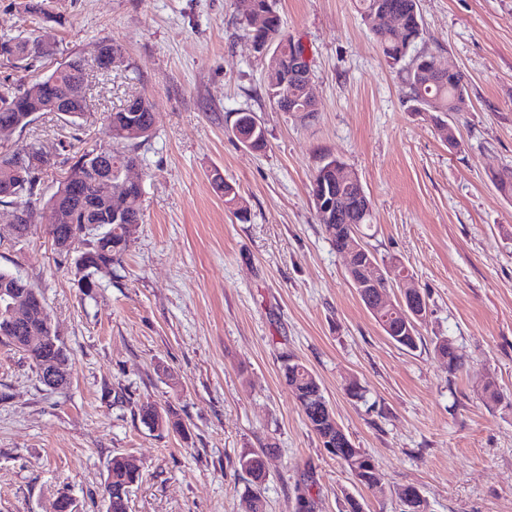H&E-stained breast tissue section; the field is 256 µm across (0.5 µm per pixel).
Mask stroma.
<instances>
[{
	"mask_svg": "<svg viewBox=\"0 0 512 512\" xmlns=\"http://www.w3.org/2000/svg\"><path fill=\"white\" fill-rule=\"evenodd\" d=\"M0 0V36L48 31L35 71L93 58L117 42L124 61L90 71L79 125L41 113L0 138L40 143L63 158L103 139V113L133 95L154 107L138 150L144 221L119 263L86 294L52 247L47 201L64 172L41 176L35 221L0 242V267L42 294L71 353L67 384L43 385L32 361L0 343V512H49L59 492L79 512H106L112 456L142 462L130 512H243L240 456L263 454L265 512H401L396 491L419 489L431 512H512V197L493 173L512 169V0H419L418 50L462 71L469 109L448 115L450 149L427 115L411 112L356 0H276L312 70L314 112H283L264 91V63L238 0H42L52 19ZM254 113L266 147L247 150L229 126ZM342 162L372 204L366 242L391 287L408 268L428 303L416 350L393 344L346 278L310 196L317 169ZM247 207L239 220L214 184ZM450 340L449 372L433 347ZM292 354L320 379L335 418L370 453L385 492L373 495L308 429L282 377ZM358 380L366 394L345 392ZM492 380L504 404L476 388ZM177 412L190 435L149 430L140 404Z\"/></svg>",
	"mask_w": 512,
	"mask_h": 512,
	"instance_id": "35a3bbf8",
	"label": "stroma"
}]
</instances>
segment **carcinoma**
I'll return each mask as SVG.
<instances>
[{"mask_svg":"<svg viewBox=\"0 0 512 512\" xmlns=\"http://www.w3.org/2000/svg\"><path fill=\"white\" fill-rule=\"evenodd\" d=\"M242 15L261 14L265 23L248 31L253 44L274 46L277 54H261L265 64V92L272 98L283 112H297L305 107L304 86L291 75L288 58L300 56L305 52L302 44L286 34L282 27L280 15L274 6V0H241ZM359 10L365 22H370L376 14L383 10L391 14L396 25L389 28L371 26L374 39L387 62L400 66L405 73V88L411 111L426 112L440 127L443 116L457 109V100L468 95L465 77L460 72L448 73L441 68L437 56L421 52L413 55V51L423 35V21L418 7V0H359ZM36 41L34 36L0 37V61L12 65L9 45L25 48ZM83 77V66L69 62L58 66L42 79L26 82L23 79H11L6 76L0 81V124L13 121L26 125L29 122L27 110L37 103L36 93L40 85L49 80L55 81L58 88L80 81ZM138 116L142 133L138 134L128 128L126 119L130 115ZM155 114L151 102L142 96L129 98L116 111L109 112L104 117V127L109 138L124 140L128 149L122 153L112 154V178L122 176L126 164L140 162L138 148L153 136ZM230 131L237 139H245L250 148L261 151L266 146L265 134L254 129L252 113L239 112L232 122ZM102 144L84 143L76 155L65 160L68 164L67 173H80L85 181L82 188L85 196L95 197L103 190L102 182L92 174L93 162L97 158ZM22 153L28 156L27 171L22 179L16 182L15 197L4 200L0 204L21 205L33 210L37 200L40 174L44 169L53 165L52 157L43 151L40 144H32ZM332 161L324 163L317 171L311 185V196L317 198L325 194L331 199L340 196L345 199L342 208L332 213L331 220L322 217L326 239L330 241L336 252L340 253L347 244L346 235L365 224L371 223V212L365 209L361 196L364 190L361 184H340L336 181V171L331 169ZM217 188L224 193L227 206L240 213L244 211L243 203L235 188L220 179ZM143 195L131 191L125 198L120 209V217L114 222L104 223L89 231V235H80L73 248L71 261L85 260L92 268L86 273L90 280L84 284L85 293L91 294L98 287L96 279L92 278L96 268L95 263L113 264L119 261L122 250L117 244L122 240L128 226L143 223ZM83 226V217L76 205H71L67 212V222L51 225L48 235L51 239L67 238L79 231ZM387 323L390 331L386 336L397 345L409 350L418 347L421 341L419 330L404 329L403 320L398 313L388 315ZM435 355L448 363V372L454 373L462 368V362L456 354L452 343L444 339L434 345ZM283 376L299 403L309 429L316 435L322 445L333 444L330 451L336 460L362 485L375 495L385 492L382 476L374 457L365 450L358 448L346 434L338 435L336 430L325 417L324 408L329 402L319 378L305 364L288 357L284 366ZM481 399L490 406H497L504 400L503 394L492 380L484 382L479 388ZM138 415L144 425H153V429L161 432H174L184 438L189 430L179 415L172 411H160L153 403L142 404ZM238 466L250 478L252 489L248 490L247 512H264L260 486L265 481L266 470L260 455H244L238 459ZM141 472L130 469L118 461V456L112 457V467L107 471L104 495L106 512H129L130 492L139 482Z\"/></svg>","mask_w":512,"mask_h":512,"instance_id":"obj_1","label":"carcinoma"}]
</instances>
